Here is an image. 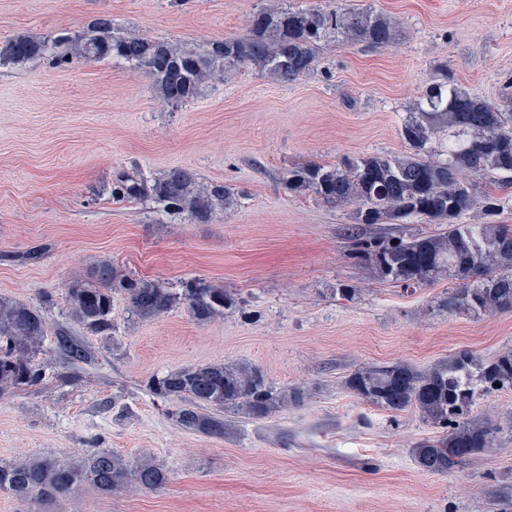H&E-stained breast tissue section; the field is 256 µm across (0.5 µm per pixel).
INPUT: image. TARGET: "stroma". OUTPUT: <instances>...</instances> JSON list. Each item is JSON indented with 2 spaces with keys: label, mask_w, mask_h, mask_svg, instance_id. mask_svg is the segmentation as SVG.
I'll use <instances>...</instances> for the list:
<instances>
[{
  "label": "stroma",
  "mask_w": 512,
  "mask_h": 512,
  "mask_svg": "<svg viewBox=\"0 0 512 512\" xmlns=\"http://www.w3.org/2000/svg\"><path fill=\"white\" fill-rule=\"evenodd\" d=\"M398 17L393 43L330 40L314 72L291 84L258 70L226 74L193 103L160 110L151 79L118 63L0 69V296L40 307L94 356L66 363L45 342V380L0 398V463L44 454L67 463L94 450L149 456L169 481L112 496L83 485L40 512H512V390L476 400L499 430L454 472L422 471L411 450L436 431L344 385L354 370L405 363L424 371L459 351L512 349V309L476 317L443 306L440 280L415 290L374 280L349 257L351 208L288 192L285 170L367 153L400 155L413 101L449 65L490 100L512 81V0H368ZM262 0H0V42L81 29L109 15L146 36L195 47L243 35ZM179 166L232 185L238 205L208 224L153 223L141 206L93 190L113 172ZM50 248L32 266L5 254ZM169 284L196 277L244 301L206 325L184 308L151 322L115 295L113 337L69 320L66 292L100 260ZM356 285L353 300L335 295ZM246 361L304 403L263 420L228 411L227 433L181 430L142 386L150 375Z\"/></svg>",
  "instance_id": "stroma-1"
}]
</instances>
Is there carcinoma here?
<instances>
[{
    "label": "carcinoma",
    "mask_w": 512,
    "mask_h": 512,
    "mask_svg": "<svg viewBox=\"0 0 512 512\" xmlns=\"http://www.w3.org/2000/svg\"><path fill=\"white\" fill-rule=\"evenodd\" d=\"M398 19L342 0L326 7H300L267 0L248 18L242 37H226L198 48L153 39L133 26L118 27L101 15L80 30L61 29L36 40L15 36L0 45V67L34 59L64 67L73 62L116 60L131 71H146L158 105L176 109L202 91L224 82L232 70L255 69L281 83L294 82L317 66L322 43L334 38L372 47L391 44ZM399 135L410 153L369 154L337 164L307 163L283 174L288 191L331 206H351L357 224H405L417 219L437 229L416 236L354 233L352 259L370 266L378 278L406 288L440 277L456 281L446 303L474 315L512 308V230L496 223L499 192L512 185V94L492 102L463 89L444 65L401 122ZM112 199L158 205L170 218L208 224L238 204L226 185L205 184L197 173L173 167L160 175L136 166L112 174ZM486 218L466 223L470 211ZM46 248L8 256L36 264ZM124 296L132 316L155 320L182 306L198 323L237 309L239 301L224 285L200 278L175 287L136 277L110 261L100 262L87 281L67 289L70 319L97 336L114 333L113 294ZM46 336V321L34 307L0 297V396L41 383L45 369L36 363ZM56 351L71 362L90 363L91 352L65 331ZM362 399L392 411L414 407L440 435L413 448L416 464L431 474H447L458 451L475 454L493 442L489 425L469 417L482 394L512 388V349L484 362L459 352L426 373L395 363L358 370L347 380ZM150 395L172 404L168 419L186 431L224 437L223 412L265 419L301 401V390H279L247 363H208L152 375ZM168 481L163 465L149 457L129 458L95 451L67 464L36 454L0 464V493L47 505L73 497L91 484L100 492L159 490Z\"/></svg>",
    "instance_id": "1"
}]
</instances>
